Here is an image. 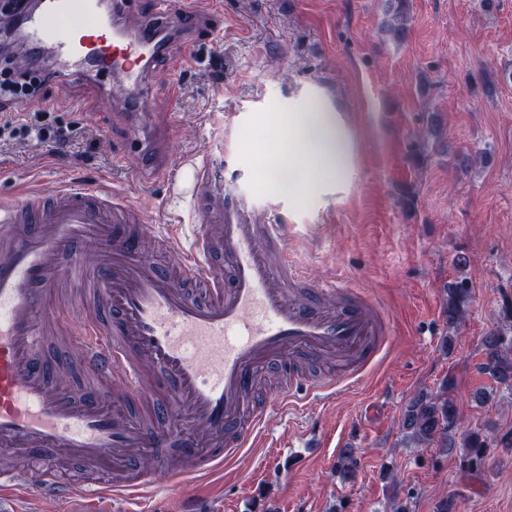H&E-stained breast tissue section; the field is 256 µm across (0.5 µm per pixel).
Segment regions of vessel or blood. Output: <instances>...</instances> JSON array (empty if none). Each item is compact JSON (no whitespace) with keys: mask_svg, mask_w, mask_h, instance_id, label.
<instances>
[{"mask_svg":"<svg viewBox=\"0 0 512 512\" xmlns=\"http://www.w3.org/2000/svg\"><path fill=\"white\" fill-rule=\"evenodd\" d=\"M201 20L198 0L174 11L157 0L146 19L128 0H113L108 15L98 0H48L27 20L15 63L52 44L76 59L73 76L117 93L114 121L132 122L149 110L148 78L170 42L192 45ZM119 151L141 158L144 177L192 188L201 228L187 245L173 231L160 238L162 263L141 247L142 210L110 182L61 181L49 194L35 187L0 200V449L25 455L8 475L18 492L65 504L156 494L136 469L146 452L172 486L229 467L264 425L246 403L258 370L289 368L269 405L303 404L365 374L391 335L385 313L357 290L305 287L287 225L235 192L220 164L175 161L134 135ZM90 245L100 261L88 267L77 253ZM65 279L86 307L71 338L79 368L71 385L55 380L43 349L51 319L43 302ZM326 356L339 373L311 380L296 369ZM103 381L111 395L97 391ZM130 398L148 403L156 428L126 409ZM72 464L108 470L109 479L62 480Z\"/></svg>","mask_w":512,"mask_h":512,"instance_id":"vessel-or-blood-1","label":"vessel or blood"}]
</instances>
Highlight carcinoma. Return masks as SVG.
<instances>
[{
  "mask_svg": "<svg viewBox=\"0 0 512 512\" xmlns=\"http://www.w3.org/2000/svg\"><path fill=\"white\" fill-rule=\"evenodd\" d=\"M395 6L390 18L381 23L383 32L402 38L404 18L409 0H390ZM470 280L462 278L448 286V299L444 315L448 329L457 328L465 318L471 299ZM502 324L482 340L485 363L483 369L492 379L512 390V300L502 308ZM455 380L449 377L435 392L420 391L405 406L402 417L403 444L409 448L436 445L439 448L459 447L457 467L463 477L484 479L489 448H512V430L499 436H490L480 428L461 434L456 442L452 430L457 424L458 409L452 392ZM356 457L353 449L343 451L337 458L336 469L346 480L356 475Z\"/></svg>",
  "mask_w": 512,
  "mask_h": 512,
  "instance_id": "cac0c4a2",
  "label": "carcinoma"
}]
</instances>
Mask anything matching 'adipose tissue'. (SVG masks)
Here are the masks:
<instances>
[{
	"label": "adipose tissue",
	"mask_w": 512,
	"mask_h": 512,
	"mask_svg": "<svg viewBox=\"0 0 512 512\" xmlns=\"http://www.w3.org/2000/svg\"><path fill=\"white\" fill-rule=\"evenodd\" d=\"M288 130V170L304 186L343 184L353 170L355 139L338 108L318 89H310L283 113Z\"/></svg>",
	"instance_id": "1"
}]
</instances>
